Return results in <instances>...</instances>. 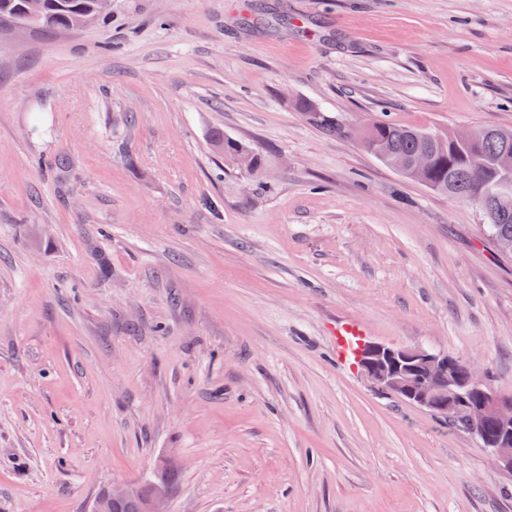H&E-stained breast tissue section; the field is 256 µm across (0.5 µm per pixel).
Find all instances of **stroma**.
Segmentation results:
<instances>
[{"label": "stroma", "instance_id": "35a3bbf8", "mask_svg": "<svg viewBox=\"0 0 512 512\" xmlns=\"http://www.w3.org/2000/svg\"><path fill=\"white\" fill-rule=\"evenodd\" d=\"M376 121L512 129V0L0 23V512H88L168 460L169 512H512L472 435L336 357L356 323L512 399V256L365 150ZM298 107L301 112H306L310 120L315 124L326 128L329 132L336 135H348L350 132L336 123V121L323 113L318 107L309 102H300ZM214 146L223 154L224 162H230L240 167L253 168L258 163V157L244 144L224 137L223 133L215 132L212 136Z\"/></svg>", "mask_w": 512, "mask_h": 512}]
</instances>
